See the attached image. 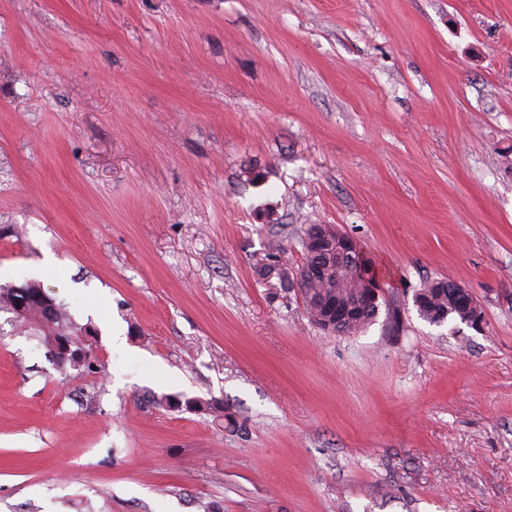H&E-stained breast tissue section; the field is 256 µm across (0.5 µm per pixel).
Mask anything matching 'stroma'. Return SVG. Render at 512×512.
Returning a JSON list of instances; mask_svg holds the SVG:
<instances>
[{"mask_svg":"<svg viewBox=\"0 0 512 512\" xmlns=\"http://www.w3.org/2000/svg\"><path fill=\"white\" fill-rule=\"evenodd\" d=\"M312 224L381 271L364 332L291 285ZM29 281L89 358L0 312V512H512V0H0ZM442 280H446L448 284L453 282L446 278L435 279L418 292L424 299L422 308H417L419 316L430 323L439 324L446 319V317L442 318L444 315L448 317L456 314L464 323L462 318V311L465 310L463 299L456 296L451 288H443L440 284Z\"/></svg>","mask_w":512,"mask_h":512,"instance_id":"1","label":"stroma"}]
</instances>
